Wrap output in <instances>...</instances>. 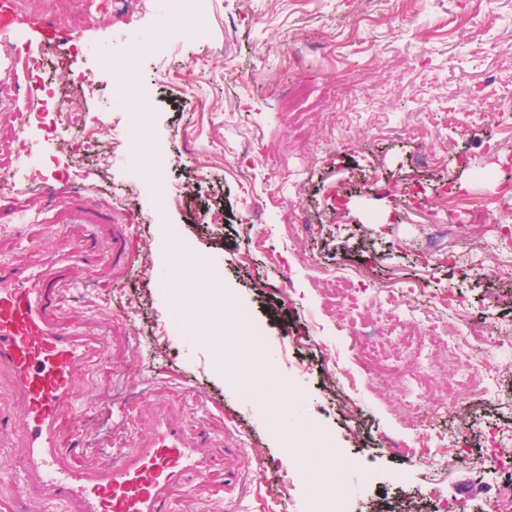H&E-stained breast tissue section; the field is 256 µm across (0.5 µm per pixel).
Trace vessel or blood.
I'll return each instance as SVG.
<instances>
[{"instance_id":"obj_1","label":"vessel or blood","mask_w":512,"mask_h":512,"mask_svg":"<svg viewBox=\"0 0 512 512\" xmlns=\"http://www.w3.org/2000/svg\"><path fill=\"white\" fill-rule=\"evenodd\" d=\"M52 18L24 11L19 0H0V38L23 36L26 51H0V80L29 70V46L54 47ZM60 283L41 269L0 262V372L20 407L15 425L24 441L20 481L31 496L29 512L46 502L66 512H170L173 492L202 481L210 467L208 432L195 435L158 411L148 436L117 448L109 462L71 469L61 462L57 424L64 409L82 400L78 377L86 363L102 355L99 337L56 327L48 318Z\"/></svg>"}]
</instances>
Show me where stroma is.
Listing matches in <instances>:
<instances>
[{"mask_svg":"<svg viewBox=\"0 0 512 512\" xmlns=\"http://www.w3.org/2000/svg\"><path fill=\"white\" fill-rule=\"evenodd\" d=\"M49 11L67 52L82 69L102 49L119 52L121 34L148 30L154 17L130 0H21ZM202 37L182 27L165 35L159 56L137 62L139 81L154 83L151 147L165 160L157 180L166 221L193 254L205 256L236 312L260 329L271 369L297 393L295 413L320 434L314 462L341 448L334 492L346 512H438L422 498L433 483L480 512L490 475L469 464L417 466L403 453L412 420L386 389L364 377L351 390L335 374L328 349L351 360L363 340L364 310H322L318 267L347 268L366 288L395 295L403 314L421 304L438 322L455 315L439 297L454 293L469 326L494 336L512 320V204L500 205L497 172L512 167V0H201ZM204 55L209 70L202 106L187 104L175 75ZM23 83L0 84V170L20 163L22 138L51 160L43 174L68 195L0 192V260L42 267L51 250L70 254L55 267L66 300L52 308L57 327L100 335L105 352L84 372L86 414L62 412L63 460L81 469L108 460L114 444L143 436L159 406L188 433H210L212 464L200 488L177 489L172 512H313L314 474L289 464L252 393L254 365L240 355L233 376L213 367L231 337L201 339L184 322L178 298L158 283L161 228L150 223L154 191L119 166L76 163L56 151L47 130L56 118L10 109ZM111 87L80 98L88 129L100 121L117 133L105 149H130L126 109L112 107ZM255 166L240 181L236 158ZM309 168L301 197L269 178L265 153ZM380 186L372 193L369 183ZM464 187L466 204L487 211L460 224L446 210L442 186ZM285 202L291 226L254 224L243 195ZM142 218L127 227L124 205ZM129 235L133 252L113 257L112 241ZM267 247L259 250L255 238ZM289 297H282L280 283ZM427 296H420V289ZM495 398L449 408L435 423L460 446L483 454L489 430L512 427V356L504 357ZM9 383L0 375V512H25L19 471L22 437L12 423ZM292 474L290 496L277 499L268 477Z\"/></svg>","mask_w":512,"mask_h":512,"instance_id":"35a3bbf8","label":"stroma"}]
</instances>
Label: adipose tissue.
<instances>
[{
	"mask_svg": "<svg viewBox=\"0 0 512 512\" xmlns=\"http://www.w3.org/2000/svg\"><path fill=\"white\" fill-rule=\"evenodd\" d=\"M210 283V278L200 275L188 258L178 255L175 249L167 250L159 284L162 288L176 292L184 314L202 324L207 323L212 309L224 304L222 295L212 289ZM224 332L248 347L256 365L253 386L257 392V400L271 419L280 443L287 448L289 461H304L303 436L290 418V408L296 399L295 392L286 383L271 376L267 369L270 353L261 343L251 341L250 325L246 319L229 317Z\"/></svg>",
	"mask_w": 512,
	"mask_h": 512,
	"instance_id": "ef3b65f1",
	"label": "adipose tissue"
}]
</instances>
